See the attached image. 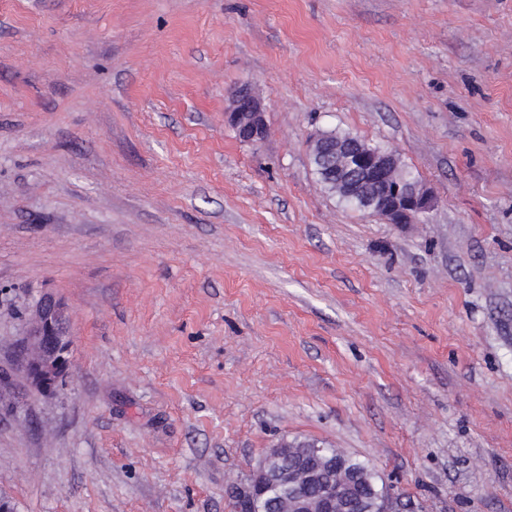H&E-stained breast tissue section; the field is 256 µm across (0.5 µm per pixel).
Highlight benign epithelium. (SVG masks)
I'll list each match as a JSON object with an SVG mask.
<instances>
[{
    "label": "benign epithelium",
    "instance_id": "7a95c632",
    "mask_svg": "<svg viewBox=\"0 0 512 512\" xmlns=\"http://www.w3.org/2000/svg\"><path fill=\"white\" fill-rule=\"evenodd\" d=\"M225 117L244 143L257 144L267 134L261 101L246 88L232 93ZM330 139V134L319 133L313 137L311 148L321 151L319 160L326 166V171H344L352 179V196L358 200L361 209L391 224H408L431 209L432 197L421 184L405 187L394 179L398 157L393 152L380 148L364 152L354 143L338 152ZM69 351L62 308L52 297L45 295L33 305L32 323L15 354L16 366L38 390L54 395L68 374ZM298 446L314 452L319 450L316 444L308 441L281 443L261 460L249 485L237 490L239 502L255 500L269 486L285 492L318 484L317 495L295 493L291 508L282 512H348L356 507L344 494L345 478L332 477L323 481L315 472L303 467L291 469L278 465L284 449Z\"/></svg>",
    "mask_w": 512,
    "mask_h": 512
}]
</instances>
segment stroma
Here are the masks:
<instances>
[{"instance_id":"stroma-1","label":"stroma","mask_w":512,"mask_h":512,"mask_svg":"<svg viewBox=\"0 0 512 512\" xmlns=\"http://www.w3.org/2000/svg\"><path fill=\"white\" fill-rule=\"evenodd\" d=\"M329 131L433 208L329 193ZM45 294L51 397L13 361ZM294 439L398 512H512V0H0V497L231 512ZM225 117L244 143L257 144L267 134L261 101L246 88L232 93ZM334 457H336V464L339 462L345 464L346 469L358 477L359 484L363 490L371 491L375 488V470L368 463L352 458L338 448H324L322 452L311 453L307 456L305 463L314 468L327 467Z\"/></svg>"}]
</instances>
